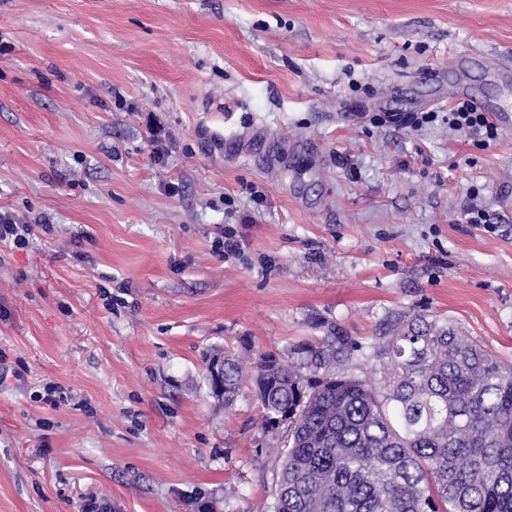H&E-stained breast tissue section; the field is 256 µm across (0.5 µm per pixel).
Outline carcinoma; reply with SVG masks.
<instances>
[{
	"label": "carcinoma",
	"mask_w": 512,
	"mask_h": 512,
	"mask_svg": "<svg viewBox=\"0 0 512 512\" xmlns=\"http://www.w3.org/2000/svg\"><path fill=\"white\" fill-rule=\"evenodd\" d=\"M292 354L254 376L264 429L288 431L271 512H512L511 365L406 314L369 344L330 333ZM246 367L224 352L208 395L232 408Z\"/></svg>",
	"instance_id": "carcinoma-1"
}]
</instances>
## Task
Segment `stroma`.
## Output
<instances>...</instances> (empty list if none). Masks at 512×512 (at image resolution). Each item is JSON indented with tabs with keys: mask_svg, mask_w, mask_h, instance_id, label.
I'll return each instance as SVG.
<instances>
[{
	"mask_svg": "<svg viewBox=\"0 0 512 512\" xmlns=\"http://www.w3.org/2000/svg\"><path fill=\"white\" fill-rule=\"evenodd\" d=\"M509 57L512 0H0V512H268L227 346L407 313L512 364V131L448 127ZM27 224H20L10 214L0 213V243L13 242L16 247L25 245ZM247 362L244 357L232 353V351H224V363L214 361L209 366V373L217 383L224 378V386L222 385L221 393L216 392V387L210 381L207 374L208 395L216 399L218 402L224 403V409H231L242 387V378Z\"/></svg>",
	"mask_w": 512,
	"mask_h": 512,
	"instance_id": "obj_1",
	"label": "stroma"
}]
</instances>
